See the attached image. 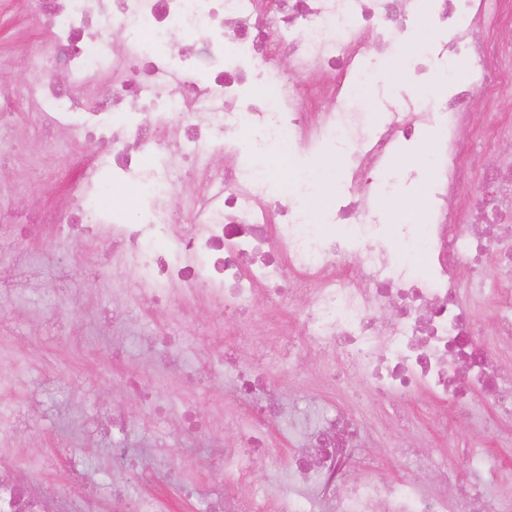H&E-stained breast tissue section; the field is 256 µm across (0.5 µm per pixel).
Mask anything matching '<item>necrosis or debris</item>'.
I'll return each mask as SVG.
<instances>
[{
	"instance_id": "1",
	"label": "necrosis or debris",
	"mask_w": 512,
	"mask_h": 512,
	"mask_svg": "<svg viewBox=\"0 0 512 512\" xmlns=\"http://www.w3.org/2000/svg\"><path fill=\"white\" fill-rule=\"evenodd\" d=\"M21 8L40 20L42 37L20 91L0 88V160L12 118L26 106L39 112L48 147L80 129L96 149L63 203L0 220L9 230L0 302L35 295L47 320L80 319L81 308L68 305V255L46 263L26 234L34 226L95 233L101 247L88 264L135 283L108 323L113 358L132 344L147 347L155 387L180 375L204 389L209 380L183 355L185 335L145 333L136 315L167 308L200 337L202 307L239 324L259 297L272 310L297 305L291 330L262 340L248 363L224 361V384L246 422L235 447L204 461L217 479L199 512H512L492 482L497 454L465 456L473 478L461 482L447 460L414 451L411 468L435 469L433 489L410 478L349 481L350 469L373 463L367 424L333 402L281 403L264 354L276 349L287 370L306 361L326 369L331 384L327 366L339 362L404 407L435 400L443 431L466 417L482 433L473 406L492 398L508 425L500 452L512 450V369L472 319L492 303V334L512 349V150L487 166L475 145L510 138L512 127L495 111L473 127L464 108L473 95L491 104L512 88V0H21ZM423 17L428 55L444 61L453 50L468 67L447 77L448 93L419 100L403 90L417 69L400 35ZM367 30L398 61L393 80L375 86ZM104 76L111 94L90 101L85 89ZM369 96L381 109L366 107ZM434 125L442 136L430 165H403L401 145ZM272 155L287 166L269 163ZM315 168L327 186L350 173L357 193L309 209ZM404 178L423 184L426 223L381 221L376 194H396ZM473 178L479 190L465 191ZM199 181L186 210L166 206L180 186ZM277 189L294 205L276 200ZM118 192L134 205L113 207ZM418 254L426 269L415 266ZM47 264L57 287H39L34 276ZM33 343L18 336L0 346V512H110L123 502L131 512H180L184 493L174 485L133 491L115 483L103 505L84 495L85 457L73 456L60 479L51 454L13 450L19 417L3 399L25 385ZM273 429L295 445L288 460L266 447ZM21 470L26 479H17Z\"/></svg>"
}]
</instances>
